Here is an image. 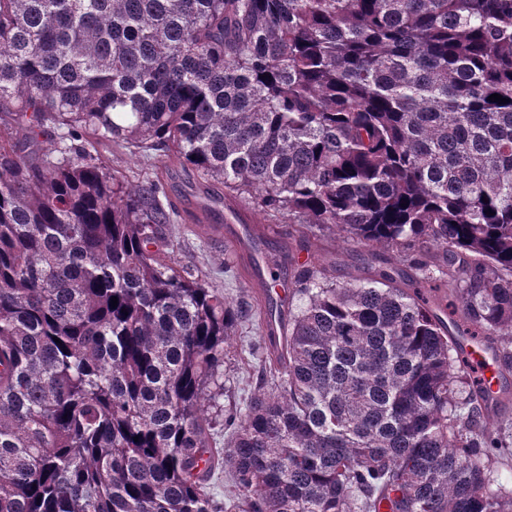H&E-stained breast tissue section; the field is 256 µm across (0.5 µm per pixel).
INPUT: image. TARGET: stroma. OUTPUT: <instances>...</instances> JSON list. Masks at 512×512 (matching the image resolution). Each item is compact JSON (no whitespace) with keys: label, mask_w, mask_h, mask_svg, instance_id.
Returning <instances> with one entry per match:
<instances>
[{"label":"stroma","mask_w":512,"mask_h":512,"mask_svg":"<svg viewBox=\"0 0 512 512\" xmlns=\"http://www.w3.org/2000/svg\"><path fill=\"white\" fill-rule=\"evenodd\" d=\"M96 149L113 170L135 181L151 178L164 187L163 205L172 211L173 222L167 225L166 241L177 265L197 272L208 285L242 306H259L261 289L250 280L257 256H264L267 267L277 276L288 278L293 273L292 261L309 260L329 267L332 277L344 283L366 276L378 248L346 240L332 231L308 237L294 233L287 219L271 218L256 210L246 200L231 201L219 184L200 178L191 168L180 166L166 157L131 155L108 142ZM248 229L262 249L233 252L232 267H225L224 253L231 228ZM262 324L255 319L241 320L230 339L224 363V405L245 406L261 392L260 370L266 355L255 353L262 341Z\"/></svg>","instance_id":"stroma-1"}]
</instances>
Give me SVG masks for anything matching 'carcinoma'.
Returning a JSON list of instances; mask_svg holds the SVG:
<instances>
[{
	"label": "carcinoma",
	"mask_w": 512,
	"mask_h": 512,
	"mask_svg": "<svg viewBox=\"0 0 512 512\" xmlns=\"http://www.w3.org/2000/svg\"><path fill=\"white\" fill-rule=\"evenodd\" d=\"M103 140L390 256L299 264L225 414L242 308ZM469 338L512 372V0H0V512H219L221 464L239 512H512ZM262 340V322L244 319L237 324L224 360V409L244 407L258 392L272 391L271 384L260 385V370L268 361L267 353L252 354V348Z\"/></svg>",
	"instance_id": "carcinoma-1"
}]
</instances>
